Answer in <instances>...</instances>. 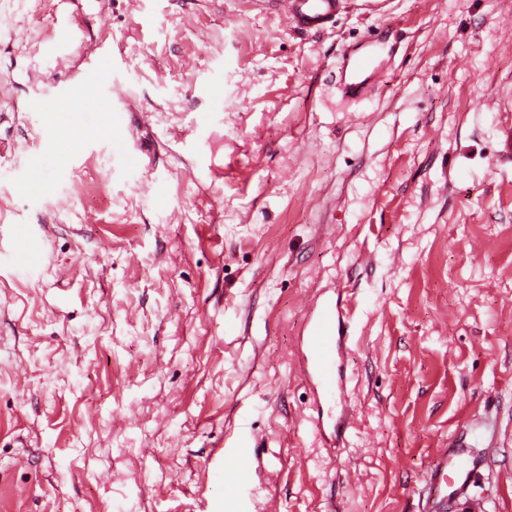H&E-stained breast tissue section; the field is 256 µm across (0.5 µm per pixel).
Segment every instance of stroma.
I'll return each instance as SVG.
<instances>
[{
  "mask_svg": "<svg viewBox=\"0 0 512 512\" xmlns=\"http://www.w3.org/2000/svg\"><path fill=\"white\" fill-rule=\"evenodd\" d=\"M67 10L53 55L56 0L0 15V512H428L453 437L512 512V0H349L317 32L273 0ZM95 54L107 94L57 119L99 134L56 138ZM318 293L351 310L338 448L296 359ZM380 71L375 58L369 53H352L344 57L337 82L342 96L350 100L363 99L380 82Z\"/></svg>",
  "mask_w": 512,
  "mask_h": 512,
  "instance_id": "1",
  "label": "stroma"
}]
</instances>
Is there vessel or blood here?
Masks as SVG:
<instances>
[{
  "mask_svg": "<svg viewBox=\"0 0 512 512\" xmlns=\"http://www.w3.org/2000/svg\"><path fill=\"white\" fill-rule=\"evenodd\" d=\"M344 0H288V20L299 29L317 30L341 11ZM380 69L368 53L344 57L338 79L343 97L364 98L377 84ZM350 340L349 317L339 301L317 302L298 339L299 367L318 402L327 408L316 427L333 445H340L354 419L345 398L344 357ZM470 464L463 444L449 443L440 449L439 461L430 470L425 490L432 496L433 512H442L449 492L464 494L470 479Z\"/></svg>",
  "mask_w": 512,
  "mask_h": 512,
  "instance_id": "b4317fda",
  "label": "vessel or blood"
}]
</instances>
